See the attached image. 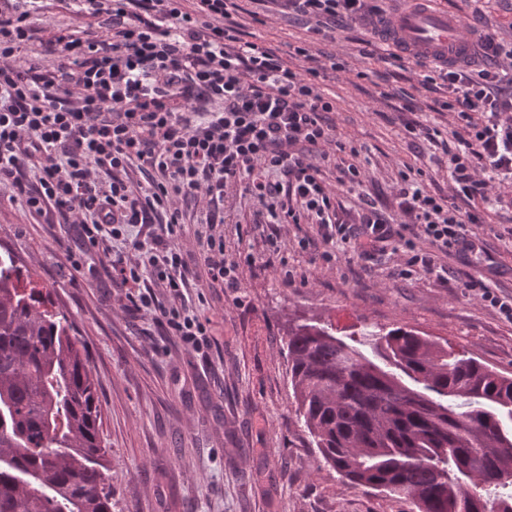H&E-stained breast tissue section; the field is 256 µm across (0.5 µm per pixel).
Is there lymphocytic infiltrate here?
<instances>
[{
    "instance_id": "obj_1",
    "label": "lymphocytic infiltrate",
    "mask_w": 512,
    "mask_h": 512,
    "mask_svg": "<svg viewBox=\"0 0 512 512\" xmlns=\"http://www.w3.org/2000/svg\"><path fill=\"white\" fill-rule=\"evenodd\" d=\"M81 15L103 18L105 40L54 31L63 66L50 72L16 60L32 37L36 0H0V185L46 222H72L84 246H104L112 281L133 310L158 308V286L181 296L193 272L171 240L181 205H200L210 231L204 243L207 285L231 290L253 255L232 257L214 230L236 191L257 207L253 225L307 222L317 228L323 260L335 252L370 257L399 239L407 279L436 270V254L480 258L486 202L512 210V49L480 36L479 57L425 63L423 84H440L439 111L453 113L447 195L432 194L401 173L400 222L361 199L340 216L321 177L328 147L345 150L327 115L335 102L308 48L296 67L276 49L245 40L235 20L239 0H74ZM266 13L288 15L320 35L353 21L382 42V0H258ZM139 167L142 184L128 170ZM153 225L146 239L135 228ZM143 254L126 260V248ZM169 335L194 351L209 328L188 308L161 309Z\"/></svg>"
}]
</instances>
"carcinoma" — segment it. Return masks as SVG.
<instances>
[{"label":"carcinoma","mask_w":512,"mask_h":512,"mask_svg":"<svg viewBox=\"0 0 512 512\" xmlns=\"http://www.w3.org/2000/svg\"><path fill=\"white\" fill-rule=\"evenodd\" d=\"M0 256V512H111L89 355ZM288 327L299 415L355 488L418 512H512V374L414 330Z\"/></svg>","instance_id":"cac0c4a2"}]
</instances>
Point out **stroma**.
I'll list each match as a JSON object with an SVG mask.
<instances>
[{"label":"stroma","instance_id":"35a3bbf8","mask_svg":"<svg viewBox=\"0 0 512 512\" xmlns=\"http://www.w3.org/2000/svg\"><path fill=\"white\" fill-rule=\"evenodd\" d=\"M438 9L468 28L496 33L512 43V0H438ZM254 42L281 51L307 44L312 54L333 52L365 71H330L322 93L335 99L331 118L342 141L357 146L359 185H343L334 166L323 177L344 209L360 198L386 215L398 212L394 187L400 170L420 167L425 189L447 195L448 156L442 146L408 135V118L447 130L451 117L433 111L435 95L417 90L418 112L393 110L380 92L415 88L419 67L400 69L359 54L358 28L334 38L313 37L296 20L271 16L260 24L243 17ZM24 56L54 71L61 57L47 47L53 28L103 38L102 19L78 16L72 0H41ZM254 205L237 197L217 225L228 255L252 254L237 291L192 281L185 304L209 320L211 346L198 353L168 335L158 313L129 309L125 289L113 284L104 254L90 252L82 270L69 253L81 247L75 228L31 215L12 188L0 186V253L10 252L22 276L49 290L90 353L101 404L100 433L109 461L112 512H417L413 502L377 490L354 488L322 458L297 416L288 369V323L308 318L336 336L362 327H405L453 345L465 355L512 372V323L462 289L475 279L501 295L512 294V241L504 239L512 213L497 211L479 227L488 255L465 264L437 257L445 276H396L398 255L364 260L336 254L323 262L298 241L316 236L311 224H279L281 246L271 253L266 232L251 223Z\"/></svg>","mask_w":512,"mask_h":512}]
</instances>
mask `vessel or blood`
<instances>
[{
  "mask_svg": "<svg viewBox=\"0 0 512 512\" xmlns=\"http://www.w3.org/2000/svg\"><path fill=\"white\" fill-rule=\"evenodd\" d=\"M392 48L404 54L419 53L445 62L470 56L473 43L461 21L434 8L410 7L393 15L388 23Z\"/></svg>",
  "mask_w": 512,
  "mask_h": 512,
  "instance_id": "b4317fda",
  "label": "vessel or blood"
}]
</instances>
